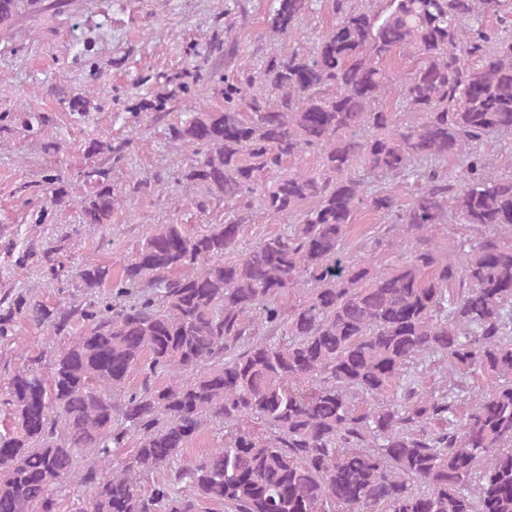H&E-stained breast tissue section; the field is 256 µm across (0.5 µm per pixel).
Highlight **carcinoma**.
Listing matches in <instances>:
<instances>
[{"mask_svg": "<svg viewBox=\"0 0 512 512\" xmlns=\"http://www.w3.org/2000/svg\"><path fill=\"white\" fill-rule=\"evenodd\" d=\"M37 2L0 0V29ZM332 7L307 50L294 34L313 0H272L279 52L235 73L219 44L203 72L156 75L166 90L133 113L160 123L199 82L220 86L224 110L191 106L167 138L194 155L177 180L197 207L231 218L190 234L173 216L117 273L56 262L66 232L11 256L62 298L0 297V345L25 325L48 345L0 365V512H60L66 488L89 492L74 512H512V173L487 151L512 135V0ZM125 149L84 144L83 226L144 186L112 183ZM362 170L411 185L408 203ZM44 183L69 202L63 176ZM364 206L391 223L351 251ZM255 208L292 223L247 244ZM450 210L468 235L445 252ZM389 244L395 263L374 267L366 253ZM210 430L218 446L187 456Z\"/></svg>", "mask_w": 512, "mask_h": 512, "instance_id": "cac0c4a2", "label": "carcinoma"}]
</instances>
